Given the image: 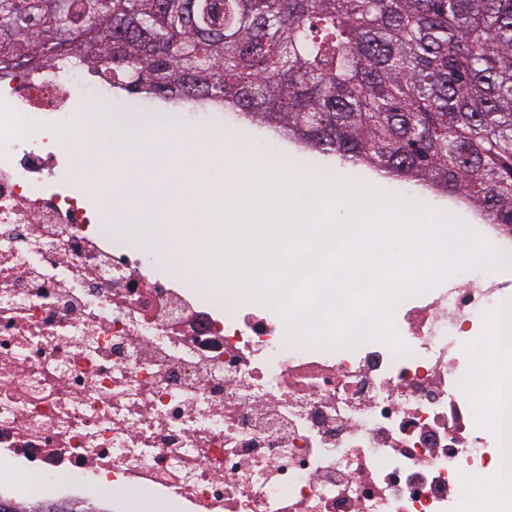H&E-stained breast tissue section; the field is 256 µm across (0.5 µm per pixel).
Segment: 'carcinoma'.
<instances>
[{
	"mask_svg": "<svg viewBox=\"0 0 512 512\" xmlns=\"http://www.w3.org/2000/svg\"><path fill=\"white\" fill-rule=\"evenodd\" d=\"M23 65L211 102L512 228V0H0V75Z\"/></svg>",
	"mask_w": 512,
	"mask_h": 512,
	"instance_id": "carcinoma-1",
	"label": "carcinoma"
}]
</instances>
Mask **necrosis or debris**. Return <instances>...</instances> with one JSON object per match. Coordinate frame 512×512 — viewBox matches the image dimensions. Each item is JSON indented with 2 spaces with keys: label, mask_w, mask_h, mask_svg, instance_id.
<instances>
[{
  "label": "necrosis or debris",
  "mask_w": 512,
  "mask_h": 512,
  "mask_svg": "<svg viewBox=\"0 0 512 512\" xmlns=\"http://www.w3.org/2000/svg\"><path fill=\"white\" fill-rule=\"evenodd\" d=\"M80 70L0 78V497L70 489L139 512H506L512 377L495 413L462 381L501 369L481 346L512 290L472 269L403 299L381 341L299 345L283 316L186 287L96 230L65 162L72 100L111 95ZM56 115L45 124L43 113ZM67 484H57L58 476Z\"/></svg>",
  "instance_id": "4bbe7bcc"
}]
</instances>
